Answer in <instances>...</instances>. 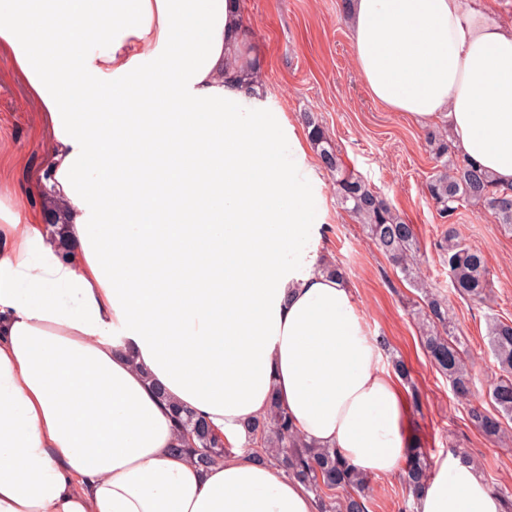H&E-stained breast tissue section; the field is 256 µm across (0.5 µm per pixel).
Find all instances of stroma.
I'll list each match as a JSON object with an SVG mask.
<instances>
[{"instance_id":"stroma-1","label":"stroma","mask_w":512,"mask_h":512,"mask_svg":"<svg viewBox=\"0 0 512 512\" xmlns=\"http://www.w3.org/2000/svg\"><path fill=\"white\" fill-rule=\"evenodd\" d=\"M347 0H241L244 61L257 69L264 92L259 108L281 113L306 132L305 113L317 115L348 170L386 197L413 224L423 278L447 296L458 335L468 350L478 394H486L497 370L487 345V318L512 319V234L495 215L466 205L442 219L426 196L436 162L426 126L371 99L352 63ZM44 116L11 59L0 54V206L42 210L38 187L47 167ZM325 199L318 251L339 265L360 306L369 336L383 359L404 361L413 447L428 458L461 450L473 458L492 488H512V448L488 442L468 421L466 405L431 364L411 314L419 292L402 280L367 238L362 226L338 207L330 172L320 170ZM480 251L490 271V299L478 305L452 291L439 243L448 226ZM412 498L398 475L371 478L368 512H404Z\"/></svg>"}]
</instances>
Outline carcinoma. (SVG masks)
Wrapping results in <instances>:
<instances>
[{
    "label": "carcinoma",
    "mask_w": 512,
    "mask_h": 512,
    "mask_svg": "<svg viewBox=\"0 0 512 512\" xmlns=\"http://www.w3.org/2000/svg\"><path fill=\"white\" fill-rule=\"evenodd\" d=\"M324 168L335 177L338 203L355 217L372 244L381 252L402 279L422 291V303L413 315L420 328L425 352L436 368L448 377L456 398L469 406L471 425L489 442H506L504 421H512V320L490 316L487 320L488 347L498 366L496 381L487 397L489 411L476 396L469 356L454 339V326L448 317V299L428 289L420 274V259L414 227L406 223L392 205L362 180L348 173L313 113L304 115ZM426 142L436 160V173L426 185L427 194L443 219L451 220L465 203L491 210L498 222L512 230V187L501 188L478 167L451 154L448 135L430 131ZM455 292L483 303L489 295V270L483 255L461 244L450 227L440 242ZM181 429L179 451L198 466L207 468L224 459L226 442L202 416L180 405L173 406ZM253 458L273 459L301 480L320 502V512H366L368 476L349 465L336 450L316 445L298 435L288 410L274 400L263 416L247 424ZM402 480L412 494L430 478V465L420 448H410L404 457ZM345 496L336 498L334 491Z\"/></svg>",
    "instance_id": "1"
}]
</instances>
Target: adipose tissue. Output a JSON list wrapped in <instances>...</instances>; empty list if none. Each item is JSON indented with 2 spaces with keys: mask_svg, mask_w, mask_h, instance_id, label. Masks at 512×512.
<instances>
[{
  "mask_svg": "<svg viewBox=\"0 0 512 512\" xmlns=\"http://www.w3.org/2000/svg\"><path fill=\"white\" fill-rule=\"evenodd\" d=\"M486 3L349 0L347 21L368 94L448 125L459 158L508 187L512 22ZM50 17L84 28L50 41ZM243 42L239 0H0V53L51 131L40 190L66 206L54 232L36 212L0 219V512H319L302 482L241 448L274 400L360 471L399 469L404 390L319 259L322 181L300 137L242 108L263 93ZM91 74L111 78L108 108L91 107ZM136 75L179 94L143 105L127 93ZM146 141L161 146L148 180L183 208L127 200L118 170ZM214 170L222 206L200 224L193 188ZM175 404L231 454L201 468L176 452ZM431 470L414 512H503L461 453Z\"/></svg>",
  "mask_w": 512,
  "mask_h": 512,
  "instance_id": "1",
  "label": "adipose tissue"
}]
</instances>
